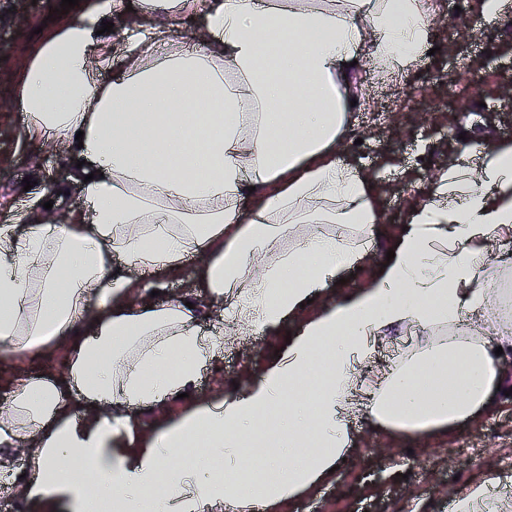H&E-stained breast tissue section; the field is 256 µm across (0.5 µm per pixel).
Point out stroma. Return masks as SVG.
I'll use <instances>...</instances> for the list:
<instances>
[{
    "label": "stroma",
    "instance_id": "stroma-1",
    "mask_svg": "<svg viewBox=\"0 0 512 512\" xmlns=\"http://www.w3.org/2000/svg\"><path fill=\"white\" fill-rule=\"evenodd\" d=\"M61 0H0V225L11 223L20 205L42 208L55 187L70 183L77 167L70 151L47 154L25 139V117L16 85L25 63L51 34L68 22ZM432 40L425 56L402 79L381 82L372 65L358 75L365 106L350 113L352 131L341 157L367 171L387 169L379 211L384 235L353 278L339 285L344 294L366 287L377 275L386 251L400 236L412 207L423 202L438 174L459 158L460 136L480 143L512 144V10L487 20L481 0H438ZM33 188H25L24 180ZM286 321L274 334L225 342L218 358L200 373V396L215 388L232 390L274 358L296 331ZM425 330L401 328L377 343L361 368L374 380L423 341ZM66 353L56 349L17 361L0 349V406L9 400L7 381L15 373L61 371ZM497 405L457 428L433 434L390 436L367 423L354 425V444L330 484L284 502L281 512H448L467 484L512 476V396L497 393ZM483 445L472 455L474 445Z\"/></svg>",
    "mask_w": 512,
    "mask_h": 512
}]
</instances>
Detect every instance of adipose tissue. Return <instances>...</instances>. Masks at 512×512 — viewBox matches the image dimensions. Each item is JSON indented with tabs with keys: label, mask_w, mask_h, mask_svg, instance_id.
<instances>
[{
	"label": "adipose tissue",
	"mask_w": 512,
	"mask_h": 512,
	"mask_svg": "<svg viewBox=\"0 0 512 512\" xmlns=\"http://www.w3.org/2000/svg\"><path fill=\"white\" fill-rule=\"evenodd\" d=\"M127 5L87 0L16 88L26 136L67 145L95 174L60 188L85 213L53 224L23 210L0 227V347H68L63 372L13 378L0 409V473L25 480L29 512H280L330 480L359 414L395 436L490 408L512 361V335L491 320L460 343L428 335L366 401L356 388L392 330L454 324L486 305L489 247L512 236V145L445 170L387 267L336 293L381 231L375 178L337 152L362 98L357 64L372 60L384 77L411 68L434 35L433 0H138L152 23L117 55L100 28ZM191 10L205 39L158 56ZM312 223L362 236L315 232L264 264ZM188 255L202 261L198 284L151 301ZM230 290L233 335L291 318L299 329L243 391L200 398V369L224 335H200L198 322ZM182 393L186 406L158 432L138 430L133 412Z\"/></svg>",
	"instance_id": "obj_1"
}]
</instances>
